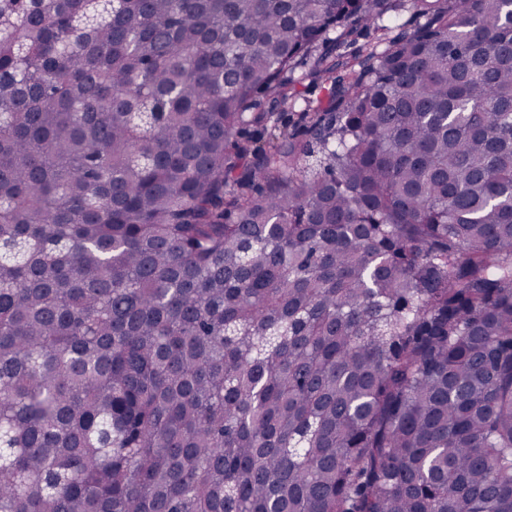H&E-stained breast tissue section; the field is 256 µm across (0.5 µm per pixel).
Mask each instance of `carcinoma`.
Wrapping results in <instances>:
<instances>
[{
	"label": "carcinoma",
	"instance_id": "1",
	"mask_svg": "<svg viewBox=\"0 0 512 512\" xmlns=\"http://www.w3.org/2000/svg\"><path fill=\"white\" fill-rule=\"evenodd\" d=\"M0 512H512V0H0Z\"/></svg>",
	"mask_w": 512,
	"mask_h": 512
}]
</instances>
